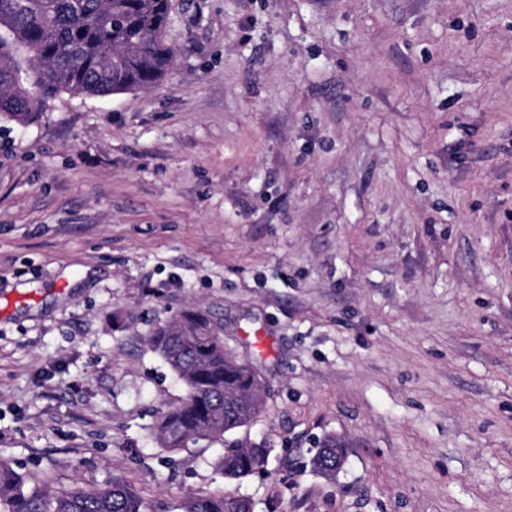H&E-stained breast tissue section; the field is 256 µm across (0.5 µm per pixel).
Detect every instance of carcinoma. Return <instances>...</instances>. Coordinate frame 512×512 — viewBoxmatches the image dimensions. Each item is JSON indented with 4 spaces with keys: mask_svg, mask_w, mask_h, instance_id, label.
I'll list each match as a JSON object with an SVG mask.
<instances>
[{
    "mask_svg": "<svg viewBox=\"0 0 512 512\" xmlns=\"http://www.w3.org/2000/svg\"><path fill=\"white\" fill-rule=\"evenodd\" d=\"M171 0H0V120L23 123L60 92L104 96L160 82L175 48L166 40ZM149 342L183 381L186 395L157 427L165 448L222 438L259 415L263 384L252 366L228 352L219 328L197 310L156 327ZM268 449L232 446L217 461L241 479L262 470ZM347 447L328 435L312 470L336 476ZM247 500L224 493L191 497L181 512H249ZM0 512H146L121 479L101 487H30L17 463L0 456Z\"/></svg>",
    "mask_w": 512,
    "mask_h": 512,
    "instance_id": "obj_1",
    "label": "carcinoma"
}]
</instances>
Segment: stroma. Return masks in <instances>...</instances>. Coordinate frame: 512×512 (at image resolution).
Returning <instances> with one entry per match:
<instances>
[{
	"label": "stroma",
	"mask_w": 512,
	"mask_h": 512,
	"mask_svg": "<svg viewBox=\"0 0 512 512\" xmlns=\"http://www.w3.org/2000/svg\"><path fill=\"white\" fill-rule=\"evenodd\" d=\"M171 3L162 82L0 121V455L147 512H512V0ZM188 309L264 381L259 474L157 440ZM347 447L345 443L333 435L324 437L319 448L310 459L312 470L318 472L324 477L332 478L336 476L342 467L336 470V460L340 465L346 460ZM247 500L224 495V492L191 497L181 505V512H251Z\"/></svg>",
	"instance_id": "1"
}]
</instances>
